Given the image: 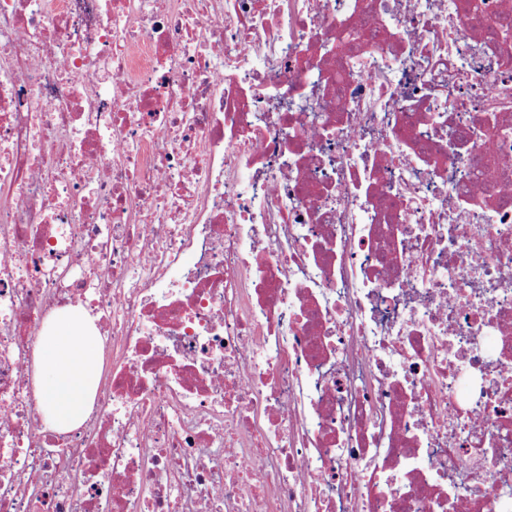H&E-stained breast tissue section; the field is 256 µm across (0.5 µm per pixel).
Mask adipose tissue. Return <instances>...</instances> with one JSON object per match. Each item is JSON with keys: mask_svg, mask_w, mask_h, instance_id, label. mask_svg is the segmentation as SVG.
<instances>
[{"mask_svg": "<svg viewBox=\"0 0 512 512\" xmlns=\"http://www.w3.org/2000/svg\"><path fill=\"white\" fill-rule=\"evenodd\" d=\"M32 390L51 431L65 433L91 415L100 335L87 312L70 306L49 318L32 356Z\"/></svg>", "mask_w": 512, "mask_h": 512, "instance_id": "ef3b65f1", "label": "adipose tissue"}]
</instances>
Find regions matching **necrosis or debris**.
<instances>
[{"label":"necrosis or debris","instance_id":"1","mask_svg":"<svg viewBox=\"0 0 512 512\" xmlns=\"http://www.w3.org/2000/svg\"><path fill=\"white\" fill-rule=\"evenodd\" d=\"M505 11L0 0V512H512ZM32 390L51 431L65 433L92 414L100 363V335L79 306L49 318L32 356Z\"/></svg>","mask_w":512,"mask_h":512}]
</instances>
